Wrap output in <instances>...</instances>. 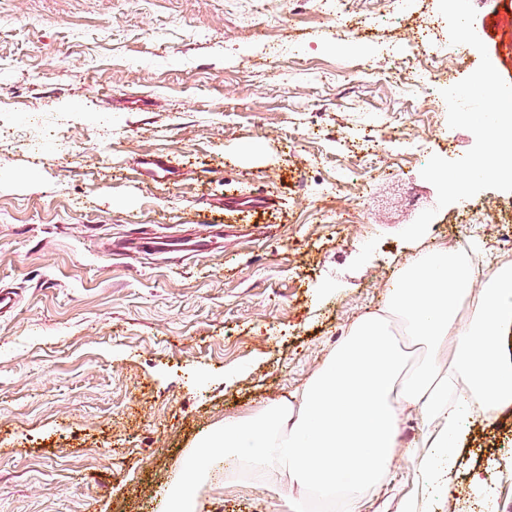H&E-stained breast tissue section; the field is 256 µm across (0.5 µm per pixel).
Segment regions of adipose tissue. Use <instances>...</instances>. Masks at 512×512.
<instances>
[{"instance_id":"1","label":"adipose tissue","mask_w":512,"mask_h":512,"mask_svg":"<svg viewBox=\"0 0 512 512\" xmlns=\"http://www.w3.org/2000/svg\"><path fill=\"white\" fill-rule=\"evenodd\" d=\"M512 261L483 271L447 246L414 257L383 308L357 319L344 339L288 400L225 417L181 463L164 512H199L198 490L217 464L235 459L263 485L287 478L307 497L361 512L384 486L397 456L415 468L424 500L453 496L466 432L512 405ZM418 410L419 443L401 439Z\"/></svg>"}]
</instances>
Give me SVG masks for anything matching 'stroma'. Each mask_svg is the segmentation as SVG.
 Listing matches in <instances>:
<instances>
[{
    "label": "stroma",
    "instance_id": "35a3bbf8",
    "mask_svg": "<svg viewBox=\"0 0 512 512\" xmlns=\"http://www.w3.org/2000/svg\"><path fill=\"white\" fill-rule=\"evenodd\" d=\"M472 2L512 83V11ZM347 7L340 37L315 0H0V285L21 295L0 315V512H162L196 440L288 398L418 249L473 211L512 217V192L440 208L421 176L431 156L462 157L470 131L410 146L428 125L418 87L454 85L481 54L382 59L438 0ZM383 12L399 24H374ZM360 132L401 169L376 172L356 210L344 168ZM148 154L180 179L142 173ZM188 232L224 238L194 256L117 249ZM464 445L453 498L428 512H482L490 493L512 512V409ZM417 491L399 461L364 512ZM199 500L274 512L282 497L217 472Z\"/></svg>",
    "mask_w": 512,
    "mask_h": 512
}]
</instances>
